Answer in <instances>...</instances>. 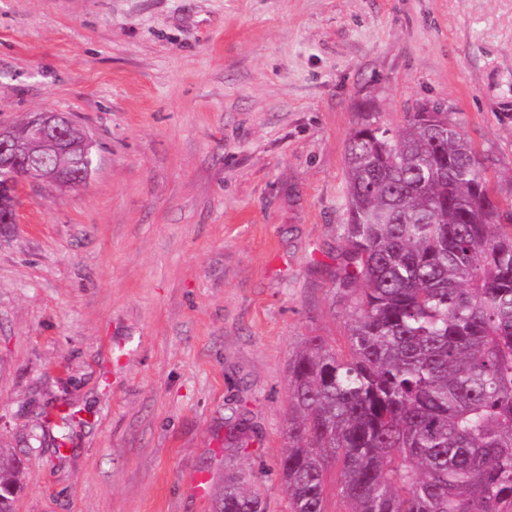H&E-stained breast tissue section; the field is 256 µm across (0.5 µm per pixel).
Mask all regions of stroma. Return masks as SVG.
Returning a JSON list of instances; mask_svg holds the SVG:
<instances>
[{"label":"stroma","mask_w":512,"mask_h":512,"mask_svg":"<svg viewBox=\"0 0 512 512\" xmlns=\"http://www.w3.org/2000/svg\"><path fill=\"white\" fill-rule=\"evenodd\" d=\"M433 105L512 197V0H0V122L94 146L0 224L16 512H213L241 470L288 512V364L352 312L346 142Z\"/></svg>","instance_id":"stroma-1"}]
</instances>
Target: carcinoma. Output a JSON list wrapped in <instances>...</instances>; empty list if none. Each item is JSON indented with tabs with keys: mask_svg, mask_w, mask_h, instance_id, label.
<instances>
[{
	"mask_svg": "<svg viewBox=\"0 0 512 512\" xmlns=\"http://www.w3.org/2000/svg\"><path fill=\"white\" fill-rule=\"evenodd\" d=\"M15 147L76 168L35 150L23 122ZM346 183L353 310L344 348L316 337L289 363V512H328L332 495L349 512H512V202L437 106L397 130L366 119ZM22 475L0 447V512ZM249 484L227 476L215 512H265Z\"/></svg>",
	"mask_w": 512,
	"mask_h": 512,
	"instance_id": "1",
	"label": "carcinoma"
}]
</instances>
